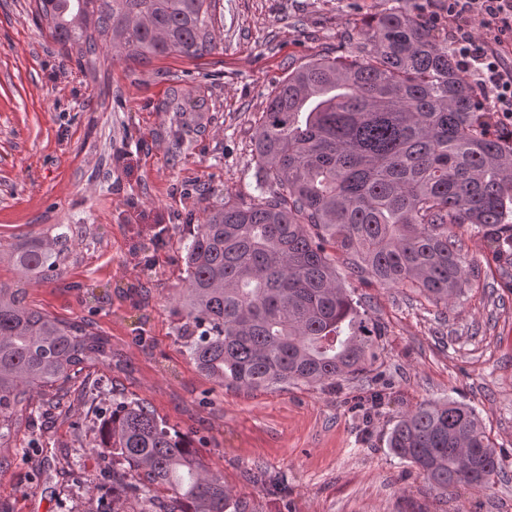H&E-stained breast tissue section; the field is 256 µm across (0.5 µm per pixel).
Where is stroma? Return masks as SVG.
Listing matches in <instances>:
<instances>
[{
  "label": "stroma",
  "instance_id": "1",
  "mask_svg": "<svg viewBox=\"0 0 512 512\" xmlns=\"http://www.w3.org/2000/svg\"><path fill=\"white\" fill-rule=\"evenodd\" d=\"M387 0H221L215 47L199 56L102 59L97 80L65 59L35 22L34 0H0V243L83 224L49 282L28 301L51 316L89 318L112 338L111 370L94 368L96 399L71 382V406L43 419L0 471L8 512H85L111 504L112 487L89 480L102 463L100 422L114 401L149 403L171 427L199 439L207 469L252 512H512V263L495 261L483 234L458 227L476 268L447 309L410 288H385L339 265L341 282L386 328L370 370L336 390L291 386L253 392L201 373L178 339L175 298L191 225L224 200L248 204L256 184L255 131L290 70L320 56L354 53L346 33ZM203 94L201 131L175 143L169 89ZM99 301L85 303L87 291ZM384 400L362 416L372 391ZM471 406L506 462L490 494L427 492L387 446L396 420L420 403ZM80 469L65 473L72 452ZM261 468L279 481L254 484Z\"/></svg>",
  "mask_w": 512,
  "mask_h": 512
}]
</instances>
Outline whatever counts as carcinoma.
I'll return each mask as SVG.
<instances>
[{"label": "carcinoma", "mask_w": 512, "mask_h": 512, "mask_svg": "<svg viewBox=\"0 0 512 512\" xmlns=\"http://www.w3.org/2000/svg\"><path fill=\"white\" fill-rule=\"evenodd\" d=\"M353 29L359 51L294 68L262 112L255 137L261 196L224 202L193 225L178 301L179 339L216 382L259 390L336 388L367 370L384 327L342 285L331 248L361 276L412 288L433 306L468 287L474 266L457 224H474L498 256H512V135L457 67L448 38L416 0ZM217 0H36L35 15L76 67L97 79L104 43L136 56H195L214 47ZM162 111H209L171 89ZM68 235L10 246L16 287L0 283V469L21 423L35 429V394L60 410L85 369L112 366V342L91 319L60 320L27 303L21 284L49 281L68 258ZM96 485L112 484L127 512H247L205 468L193 439L140 400L112 404L100 426ZM392 453L430 491L460 484L486 493L504 468L476 411L424 402L392 428Z\"/></svg>", "instance_id": "1"}]
</instances>
